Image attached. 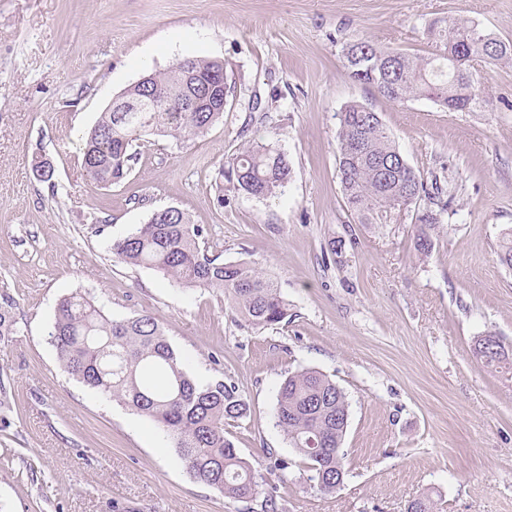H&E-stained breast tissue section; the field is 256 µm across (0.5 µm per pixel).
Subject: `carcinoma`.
I'll return each instance as SVG.
<instances>
[{"instance_id":"1","label":"carcinoma","mask_w":512,"mask_h":512,"mask_svg":"<svg viewBox=\"0 0 512 512\" xmlns=\"http://www.w3.org/2000/svg\"><path fill=\"white\" fill-rule=\"evenodd\" d=\"M433 52L428 57L383 48L369 40L342 46L348 76L380 96L404 103L427 98L444 111L482 107L473 61L495 65L512 61V41L505 42L455 18L428 27ZM197 78L224 72V62L190 57ZM188 88L175 65L151 73L125 89L124 99L151 96L148 112H127L121 119L107 108L89 131L82 166L92 180L110 186L125 179L137 159V142L150 136L187 143L204 136L221 112H194L182 104ZM338 176L346 203L361 224H389L413 211L419 224L415 247L426 254L448 210L442 189L427 181L406 160L379 114L351 103L339 112ZM222 176L248 195L265 198L283 192L290 178L286 155L270 142H253L233 159ZM203 230L179 209L157 210L148 221L112 241V255L161 272L183 288L218 289L229 308L255 327L288 317V301L271 279L245 262H220L202 241ZM12 304H0V342L16 333ZM65 372L78 382L150 419L174 441L177 456L193 479L233 502L251 503L261 495L256 470L225 436V426L246 419L249 405L232 382H203L190 374L149 315L114 318L84 294L57 305L49 332ZM476 354L495 369L512 371V348L487 335ZM349 424L346 393L314 369L294 372L283 381L275 407V425L289 447L308 465L310 480L322 494H332L347 476L342 452ZM267 470L287 485L288 461L266 449ZM405 512H438L428 494L408 501Z\"/></svg>"}]
</instances>
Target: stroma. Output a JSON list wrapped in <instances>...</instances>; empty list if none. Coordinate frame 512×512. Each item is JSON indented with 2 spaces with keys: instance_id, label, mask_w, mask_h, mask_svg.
<instances>
[{
  "instance_id": "obj_1",
  "label": "stroma",
  "mask_w": 512,
  "mask_h": 512,
  "mask_svg": "<svg viewBox=\"0 0 512 512\" xmlns=\"http://www.w3.org/2000/svg\"><path fill=\"white\" fill-rule=\"evenodd\" d=\"M456 18L512 41V0H0V299L16 334L0 343V512H247L197 483L146 417L63 371L48 333L82 293L113 317L147 314L188 371L235 383L250 405L228 438L267 483L266 449L288 460L282 512H405L438 495L442 512H512V372H492L477 339L512 345V63L476 65L484 107L393 103L352 81L344 43L368 39L426 56L429 22ZM224 63L235 92L194 141L152 136L121 183L83 172L101 112L145 73L182 57ZM379 112L408 163L448 191L430 255L410 215L361 224L337 177L341 109ZM286 154L285 192L224 184L243 147ZM49 159L51 182L35 159ZM175 207L210 254L273 279L286 321L246 325L222 291L186 290L117 260L113 240ZM339 248H332V241ZM314 368L343 388L347 476L321 495L275 425L278 389Z\"/></svg>"
}]
</instances>
